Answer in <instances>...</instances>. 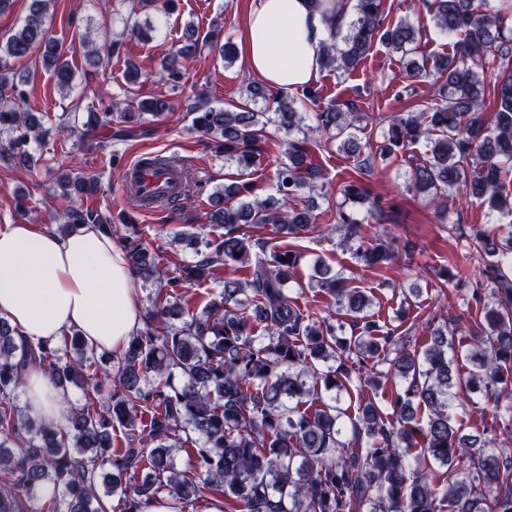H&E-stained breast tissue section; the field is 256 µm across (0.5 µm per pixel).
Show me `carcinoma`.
Segmentation results:
<instances>
[{
	"instance_id": "cac0c4a2",
	"label": "carcinoma",
	"mask_w": 512,
	"mask_h": 512,
	"mask_svg": "<svg viewBox=\"0 0 512 512\" xmlns=\"http://www.w3.org/2000/svg\"><path fill=\"white\" fill-rule=\"evenodd\" d=\"M44 0H33L24 25L0 45L10 58L39 54L42 66L66 88L73 73L64 52L44 27ZM487 0H430L428 8L441 32L463 34L455 49L434 61L443 78L439 101L420 112L397 115L383 134L385 159L421 141L430 156L411 167V188L439 199L462 185L473 198L512 216V69L504 67L492 83L479 72L496 56L512 53V28L503 10L485 9ZM419 30L406 21L385 24L383 0H358L356 16L341 41L321 48L324 66L349 74L379 40L395 52H409ZM199 40L174 47L163 78L181 79L182 64L193 59ZM0 62V159L31 167L30 140L41 141L62 125L46 128L21 106L26 94ZM294 98L278 94L276 118L264 112H236L210 106L200 95L189 107L192 129L210 136L224 161L237 166L234 184L215 192L211 221L224 225L218 242L206 240L198 259L163 272L157 256L132 219L121 248L136 279L159 288V300L144 311V327L125 348L100 359L76 333L64 347L17 341L15 329L0 318V512H107L104 497L121 492L122 512H141V504L166 495L174 509L209 494L219 512H512V454L495 437L497 425L512 424V236L474 233L475 249L496 283V303H482L480 317L462 334L448 323L434 327L419 344L396 337L370 311L373 300L350 287L348 278L324 263L312 278L336 313L353 323L343 327L310 318L287 293L302 255L270 240H251L249 229L268 226L277 235L359 236L364 220L344 208L368 205L373 220L386 217L385 201L356 180L339 187L344 202L336 223H315L297 207L299 191L322 177L316 152L332 144L362 170L369 158L352 132L360 114L336 106L315 112L324 142L304 135L288 140L286 161L275 172V200H250L252 167L264 155L268 125L289 133L302 130ZM165 99L147 101L146 114L167 117ZM115 138L146 136L151 128L128 112ZM108 114L86 112L80 140L87 149H104L100 131ZM66 207L58 232L69 234L92 224L113 235L112 221L85 198L97 193L92 177L66 171L59 176ZM261 254L252 256L253 248ZM397 253L384 241L362 240L356 262L367 268L388 265ZM286 261H281V258ZM252 268L251 278L219 280V292L202 311L170 323L174 312L189 313L182 290L217 278L221 266ZM472 365L468 376L456 371L460 349ZM334 362L321 369L320 363ZM42 369L54 386L98 391L112 379L116 389L95 406L66 400V425L32 420L16 405L24 370ZM388 366L382 370L381 366ZM401 380L383 388L381 378ZM478 394L492 417L471 433L456 409ZM385 401L380 406L376 397ZM347 407H342L343 399ZM126 430L132 447L112 446V430ZM351 438L344 439L346 430ZM193 441L188 471L173 463V449ZM437 465L443 479L424 469ZM148 471L141 482L135 475ZM44 488L51 493L43 494Z\"/></svg>"
}]
</instances>
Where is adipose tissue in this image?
<instances>
[{
	"label": "adipose tissue",
	"mask_w": 512,
	"mask_h": 512,
	"mask_svg": "<svg viewBox=\"0 0 512 512\" xmlns=\"http://www.w3.org/2000/svg\"><path fill=\"white\" fill-rule=\"evenodd\" d=\"M356 0H252L243 31L248 71L258 83L295 93L324 66L321 45L345 31ZM0 318L23 342L58 344L79 333L89 346L116 351L142 327L136 281L122 248L92 225L62 235L38 224L0 229ZM30 416L54 425L63 391L28 367L22 388Z\"/></svg>",
	"instance_id": "adipose-tissue-1"
}]
</instances>
